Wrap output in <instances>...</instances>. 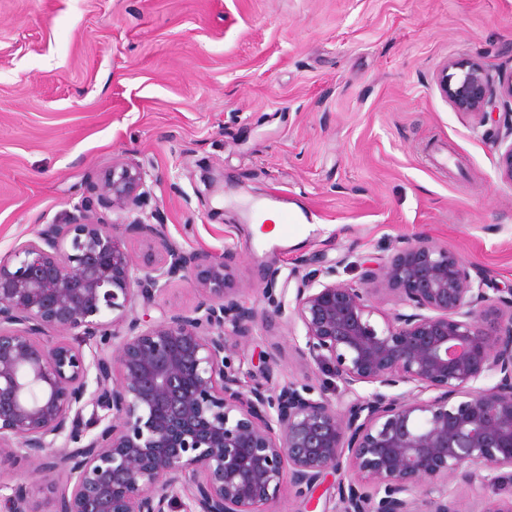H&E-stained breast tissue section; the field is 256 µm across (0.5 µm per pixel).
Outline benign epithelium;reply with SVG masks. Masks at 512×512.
<instances>
[{"label":"benign epithelium","instance_id":"1","mask_svg":"<svg viewBox=\"0 0 512 512\" xmlns=\"http://www.w3.org/2000/svg\"><path fill=\"white\" fill-rule=\"evenodd\" d=\"M441 89L480 124L512 103V75L496 87L476 61H449ZM510 138L512 122L498 161L512 183ZM146 177L112 161L73 210L0 258V458L64 472L56 512H275L285 487L307 494L338 469L352 474L339 512H458L450 479L481 486L479 512H512V288L408 237L389 260L349 263L357 286L320 269L299 278L289 319L318 388L281 380L271 353L245 370L228 338L285 315L276 275L266 306L249 304L230 249L188 253L151 223ZM134 234L153 244L148 266ZM177 280L197 291L192 310L137 314ZM378 295L399 307L383 312ZM362 383L373 391L340 409L336 389ZM0 512H33L27 486L0 480Z\"/></svg>","mask_w":512,"mask_h":512}]
</instances>
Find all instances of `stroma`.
Wrapping results in <instances>:
<instances>
[{"mask_svg":"<svg viewBox=\"0 0 512 512\" xmlns=\"http://www.w3.org/2000/svg\"><path fill=\"white\" fill-rule=\"evenodd\" d=\"M457 59L512 72V0H0V257L120 157L147 171L173 242L233 248L249 298L273 274L293 301L308 269L387 260L411 235L510 287L504 128L443 95L435 73ZM278 192L316 229L261 250L270 226L236 199ZM303 336L276 319L234 348L314 386ZM348 477L276 508L335 512Z\"/></svg>","mask_w":512,"mask_h":512,"instance_id":"stroma-1","label":"stroma"}]
</instances>
